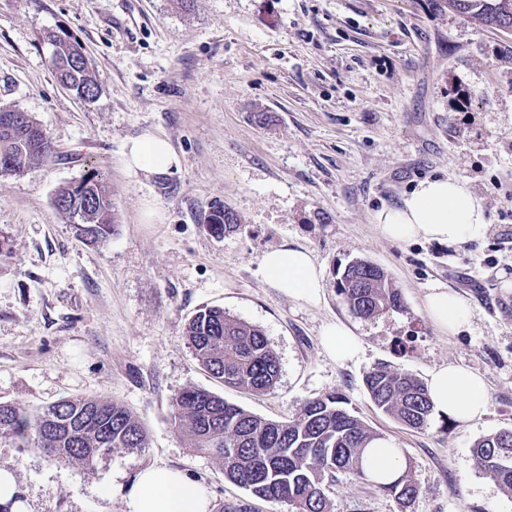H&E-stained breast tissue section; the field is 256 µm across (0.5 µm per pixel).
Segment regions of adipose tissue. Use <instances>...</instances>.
<instances>
[{
    "mask_svg": "<svg viewBox=\"0 0 512 512\" xmlns=\"http://www.w3.org/2000/svg\"><path fill=\"white\" fill-rule=\"evenodd\" d=\"M124 157L134 175L164 174L180 164L170 142L160 136L127 142ZM375 222L381 234L394 242L435 241L452 247L478 235L486 219L481 199L464 183L444 176L421 181L402 204L379 210ZM262 267L267 280L288 297L307 303L319 300L322 270L307 248L283 246L269 251ZM424 308L441 331L459 333L470 325V309L448 288H430ZM427 389L434 413L460 423L481 418L488 409L484 379L459 366L434 369ZM211 503L205 484L163 464L144 468L125 496L126 512H211Z\"/></svg>",
    "mask_w": 512,
    "mask_h": 512,
    "instance_id": "1",
    "label": "adipose tissue"
}]
</instances>
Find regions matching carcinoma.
<instances>
[{"mask_svg": "<svg viewBox=\"0 0 512 512\" xmlns=\"http://www.w3.org/2000/svg\"><path fill=\"white\" fill-rule=\"evenodd\" d=\"M448 9L487 26L512 30V0H447ZM50 46V62L57 81L84 100L97 96L92 64L80 44L54 32L44 36ZM28 129L38 134L45 147L32 145L22 131L0 126V174H19L52 157L49 137L33 119ZM90 198L89 207L71 205L73 186L59 188L55 208L69 222L89 224L92 242L103 244L114 232L112 199L94 169L79 183ZM206 225L220 237L239 230L234 210L220 205L209 212ZM337 288L349 310L373 317L402 308L401 297L378 265L356 258L344 268ZM185 336L201 366L225 386L252 394H264L278 382L280 363L265 333L234 318L220 307H206L188 323ZM364 384L372 403L400 424L421 430L429 424L433 407L427 387L412 375L376 367L366 373ZM175 427L190 439L200 454L222 461L224 479L249 493L229 501L219 512H253L251 499L285 503L288 512H329L328 483L337 473L371 483L393 497L401 509L416 499L419 488L409 471L382 482L374 479L365 454L378 438L363 421L344 407L334 394L309 401L293 421L270 420L254 415L206 389L188 387L172 398ZM68 423L59 431L47 430L48 421ZM12 438L20 448L80 466L89 474L95 462L114 448L143 449L147 431L126 407L97 396L66 398L34 413L0 402V437ZM473 455L481 467L512 492V430H499L476 441Z\"/></svg>", "mask_w": 512, "mask_h": 512, "instance_id": "obj_1", "label": "carcinoma"}]
</instances>
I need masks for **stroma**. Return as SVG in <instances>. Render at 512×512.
<instances>
[{
	"mask_svg": "<svg viewBox=\"0 0 512 512\" xmlns=\"http://www.w3.org/2000/svg\"><path fill=\"white\" fill-rule=\"evenodd\" d=\"M78 41L99 87L85 101L61 87L43 42ZM0 107L31 115L51 159L0 174V402L34 412L94 394L128 407L144 450L113 449L93 474L0 438L30 512H126L151 464L204 482L214 504L245 497L219 460L191 451L171 400L189 386L272 420L337 394L398 449L419 487L408 512H512V493L472 446L512 429V31L450 11L446 0H0ZM167 138L180 158L165 175L130 174L124 145ZM97 169L116 231L78 240L56 191ZM442 175L483 200L482 235L456 247L396 243L374 216ZM232 208L238 232L205 218ZM307 248L323 270L317 302L267 283L263 255ZM361 258L382 267L403 307L350 312L335 283ZM443 285L467 303L466 331L440 332L424 297ZM220 306L262 329L280 378L256 396L218 383L184 331ZM345 325L361 350L326 353L321 332ZM453 364L482 376L489 407L462 424L433 415L421 430L378 410L363 383L378 366L427 380ZM330 512H398L390 495L348 474ZM239 223V218L235 211L225 205L214 206L206 220V225L210 231L220 237L230 235L239 230Z\"/></svg>",
	"mask_w": 512,
	"mask_h": 512,
	"instance_id": "stroma-1",
	"label": "stroma"
}]
</instances>
